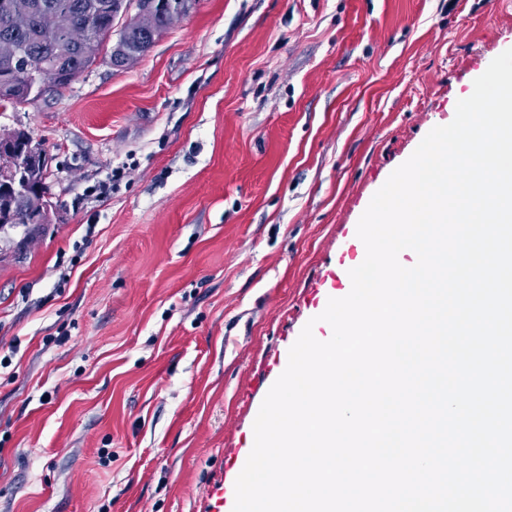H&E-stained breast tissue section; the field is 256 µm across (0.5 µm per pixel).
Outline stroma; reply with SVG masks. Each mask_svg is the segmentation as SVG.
I'll list each match as a JSON object with an SVG mask.
<instances>
[{
	"instance_id": "35a3bbf8",
	"label": "stroma",
	"mask_w": 512,
	"mask_h": 512,
	"mask_svg": "<svg viewBox=\"0 0 512 512\" xmlns=\"http://www.w3.org/2000/svg\"><path fill=\"white\" fill-rule=\"evenodd\" d=\"M119 36L0 108L58 212L20 260L0 230V512H233L360 217L512 48V0H192L123 69Z\"/></svg>"
}]
</instances>
